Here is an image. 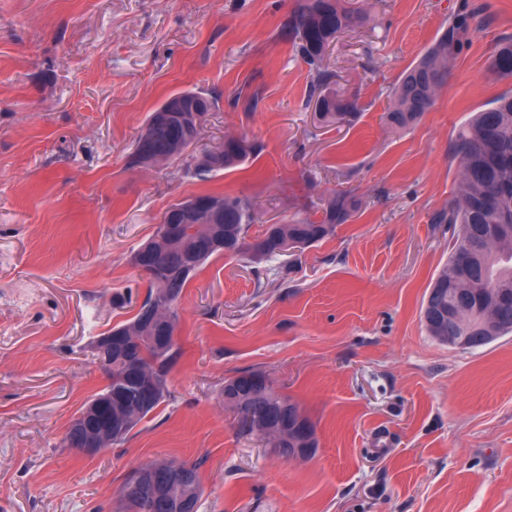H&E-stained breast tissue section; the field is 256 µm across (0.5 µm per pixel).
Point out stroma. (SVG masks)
Returning <instances> with one entry per match:
<instances>
[{"label":"stroma","mask_w":512,"mask_h":512,"mask_svg":"<svg viewBox=\"0 0 512 512\" xmlns=\"http://www.w3.org/2000/svg\"><path fill=\"white\" fill-rule=\"evenodd\" d=\"M298 0H0V512H117L130 470L194 464L198 512H512V334L476 349L429 336L422 303L452 233L457 130L512 90L489 65L512 0H345L367 22L324 63L352 121L323 126L314 71L283 33ZM469 13L433 107L388 127L390 93ZM219 98L202 145L257 150L209 180L129 155L171 94ZM250 200L266 225L335 233L255 264L218 255L178 300L182 355L169 398L123 444L89 456L64 438L107 384L95 341L135 314L149 278L131 262L173 203ZM266 374L313 422L317 449L287 461L240 431L224 381Z\"/></svg>","instance_id":"stroma-1"}]
</instances>
